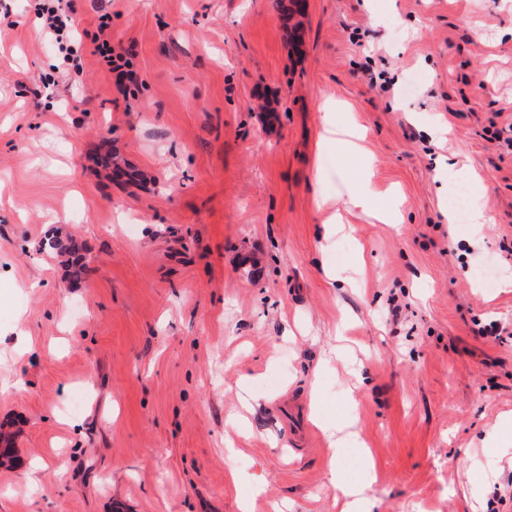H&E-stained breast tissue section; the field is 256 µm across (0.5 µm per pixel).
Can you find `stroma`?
Returning <instances> with one entry per match:
<instances>
[{
    "label": "stroma",
    "mask_w": 512,
    "mask_h": 512,
    "mask_svg": "<svg viewBox=\"0 0 512 512\" xmlns=\"http://www.w3.org/2000/svg\"><path fill=\"white\" fill-rule=\"evenodd\" d=\"M67 4L139 80L63 66L35 0H0V512H340L336 467L372 512H512V288L477 278H512V0ZM452 157L479 229L445 218ZM366 176L400 223L347 207ZM324 131L323 144L336 142L349 155H357L359 146L354 140L357 136L350 132L349 128L342 127L331 112L325 113L323 117Z\"/></svg>",
    "instance_id": "obj_1"
}]
</instances>
